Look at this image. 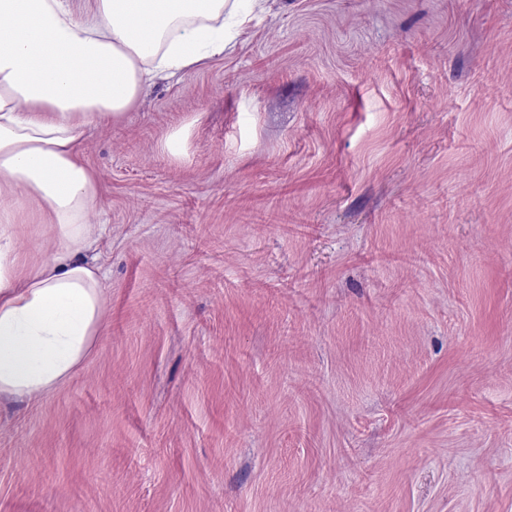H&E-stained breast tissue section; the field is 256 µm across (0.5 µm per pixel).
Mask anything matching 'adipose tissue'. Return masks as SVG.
Returning a JSON list of instances; mask_svg holds the SVG:
<instances>
[{"mask_svg":"<svg viewBox=\"0 0 512 512\" xmlns=\"http://www.w3.org/2000/svg\"><path fill=\"white\" fill-rule=\"evenodd\" d=\"M263 0H0V399L54 391L103 324L104 275L87 254L100 181L81 157L89 127L122 119L146 86L223 55ZM32 202L55 245L16 250Z\"/></svg>","mask_w":512,"mask_h":512,"instance_id":"ef3b65f1","label":"adipose tissue"}]
</instances>
